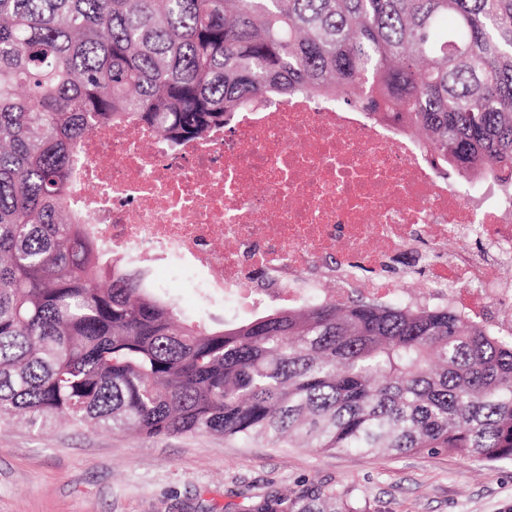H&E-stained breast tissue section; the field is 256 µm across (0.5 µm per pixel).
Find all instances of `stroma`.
Wrapping results in <instances>:
<instances>
[{
    "mask_svg": "<svg viewBox=\"0 0 512 512\" xmlns=\"http://www.w3.org/2000/svg\"><path fill=\"white\" fill-rule=\"evenodd\" d=\"M199 273L172 259L152 276L186 319L227 321ZM352 488L367 512H512V462L458 453H318L213 434L136 438L104 429L0 423V512H244L252 498L318 483Z\"/></svg>",
    "mask_w": 512,
    "mask_h": 512,
    "instance_id": "obj_1",
    "label": "stroma"
}]
</instances>
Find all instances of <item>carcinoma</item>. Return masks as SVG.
<instances>
[{"mask_svg": "<svg viewBox=\"0 0 512 512\" xmlns=\"http://www.w3.org/2000/svg\"><path fill=\"white\" fill-rule=\"evenodd\" d=\"M331 96L512 188V0H0V421L512 461V335L359 296L183 319L71 208L87 132ZM250 512H365L317 484Z\"/></svg>", "mask_w": 512, "mask_h": 512, "instance_id": "cac0c4a2", "label": "carcinoma"}]
</instances>
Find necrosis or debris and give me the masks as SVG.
Instances as JSON below:
<instances>
[{
    "mask_svg": "<svg viewBox=\"0 0 512 512\" xmlns=\"http://www.w3.org/2000/svg\"><path fill=\"white\" fill-rule=\"evenodd\" d=\"M73 182L106 251L146 270L178 257L235 308L391 298L512 335V192L448 187L417 138L335 99H269L177 145L106 125Z\"/></svg>",
    "mask_w": 512,
    "mask_h": 512,
    "instance_id": "1",
    "label": "necrosis or debris"
}]
</instances>
